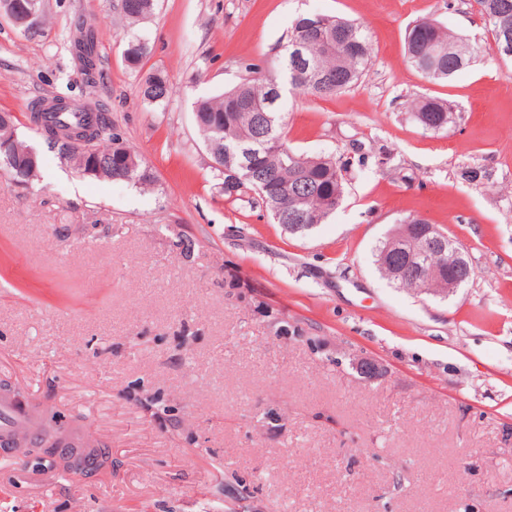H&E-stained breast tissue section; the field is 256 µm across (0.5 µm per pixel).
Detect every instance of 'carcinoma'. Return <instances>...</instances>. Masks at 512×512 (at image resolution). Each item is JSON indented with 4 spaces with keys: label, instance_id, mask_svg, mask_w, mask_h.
<instances>
[{
    "label": "carcinoma",
    "instance_id": "cac0c4a2",
    "mask_svg": "<svg viewBox=\"0 0 512 512\" xmlns=\"http://www.w3.org/2000/svg\"><path fill=\"white\" fill-rule=\"evenodd\" d=\"M480 12L491 28V50L512 59V0H478ZM156 0H121L127 19L139 21L152 15ZM71 46L97 65L100 33L80 24ZM407 61L430 81H445L469 65L482 52L462 37L429 20H419L405 37ZM148 54L147 43L134 35L125 57L139 63ZM372 64L371 41L364 24L342 17L303 14L294 19L288 44L274 68L264 73L255 64L246 66L239 84L195 103L194 120L213 169L224 176L222 191L230 201L253 194L275 223L287 232L306 215L319 225L342 205L345 196L344 167L333 156L307 157L288 146L283 112L286 93L328 97L357 84ZM140 94L148 104L162 102L168 94L166 78L154 73L145 78ZM413 120L426 131L448 129L455 120L449 101L425 98L411 105ZM31 119L61 158L77 170L94 159L98 178L131 183L139 188L155 184L152 168L123 140L105 109L36 108ZM90 128V144L80 149L59 138L60 128ZM0 143L9 144L21 169L14 179L26 184L39 165H28L29 146L19 141L15 119L0 115Z\"/></svg>",
    "mask_w": 512,
    "mask_h": 512
}]
</instances>
